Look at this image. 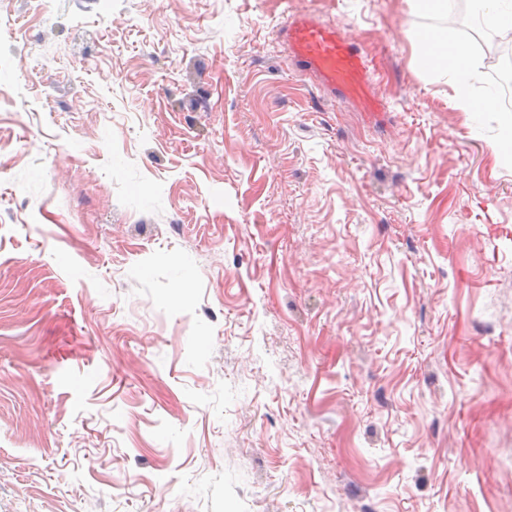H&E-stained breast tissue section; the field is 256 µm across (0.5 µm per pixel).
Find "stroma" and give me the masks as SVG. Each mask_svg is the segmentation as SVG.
<instances>
[{
  "label": "stroma",
  "mask_w": 512,
  "mask_h": 512,
  "mask_svg": "<svg viewBox=\"0 0 512 512\" xmlns=\"http://www.w3.org/2000/svg\"><path fill=\"white\" fill-rule=\"evenodd\" d=\"M429 30L495 91L408 0H0V512H512L506 107ZM288 50L301 73L323 89L339 92L369 117L385 107L369 92V61L352 38L343 37L334 24L299 17L284 28ZM421 40L424 44L422 63L436 66L448 75L456 107L471 114L484 112L491 105V99L476 101L474 98L473 85L478 74L467 50L435 33L424 34Z\"/></svg>",
  "instance_id": "1"
}]
</instances>
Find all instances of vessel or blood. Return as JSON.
Listing matches in <instances>:
<instances>
[{"label": "vessel or blood", "mask_w": 512, "mask_h": 512, "mask_svg": "<svg viewBox=\"0 0 512 512\" xmlns=\"http://www.w3.org/2000/svg\"><path fill=\"white\" fill-rule=\"evenodd\" d=\"M288 50L299 71L319 86L337 92L376 116L383 106L369 92V61L355 41L335 25L312 17L290 20L284 28Z\"/></svg>", "instance_id": "b4317fda"}]
</instances>
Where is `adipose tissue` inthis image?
I'll return each instance as SVG.
<instances>
[{
    "mask_svg": "<svg viewBox=\"0 0 512 512\" xmlns=\"http://www.w3.org/2000/svg\"><path fill=\"white\" fill-rule=\"evenodd\" d=\"M423 64L440 68L447 74L452 88V98L461 111L477 114L487 109L484 101L475 100L473 85L478 77L467 50L435 33L422 35Z\"/></svg>",
    "mask_w": 512,
    "mask_h": 512,
    "instance_id": "ef3b65f1",
    "label": "adipose tissue"
}]
</instances>
